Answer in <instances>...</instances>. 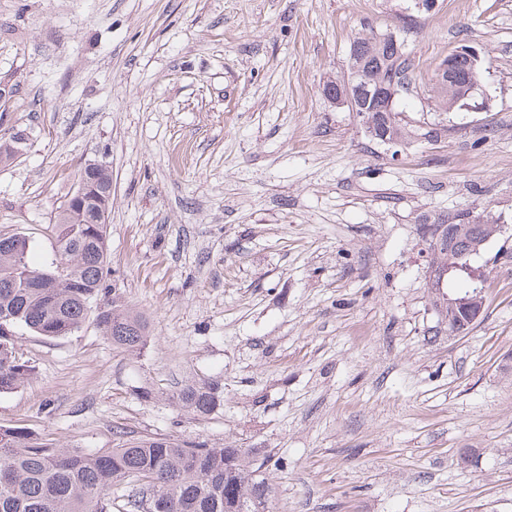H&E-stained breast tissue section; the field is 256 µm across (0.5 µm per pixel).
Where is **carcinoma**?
<instances>
[{"label": "carcinoma", "instance_id": "obj_1", "mask_svg": "<svg viewBox=\"0 0 512 512\" xmlns=\"http://www.w3.org/2000/svg\"><path fill=\"white\" fill-rule=\"evenodd\" d=\"M348 73L355 80H379L392 89L394 100L412 85L411 63L403 41L392 32L372 31L357 37L349 52ZM433 98L446 110L462 103L434 73ZM377 128L409 141L415 131L399 119L397 105L385 110L367 105ZM20 134L0 133V164L14 161L21 151ZM88 192L70 197L49 226L55 259L46 268L28 260L30 242L18 234L0 233V394L27 381L34 367L21 360L14 328L24 326L47 336H66L85 322L91 303L95 321L113 344L135 352L145 345L142 317L109 297L107 225L100 212L112 208V174L105 164L85 173ZM487 217L473 225L481 240L496 232ZM475 256L463 244L439 250L430 265L448 267L444 287L465 297L479 287L464 270ZM179 402L198 415L210 414L219 401L206 384L180 390ZM266 459L249 448H209L167 438H138L105 453H80L59 443L44 442L19 427L0 426V512H112V495L126 485L132 512H268L272 485L265 476Z\"/></svg>", "mask_w": 512, "mask_h": 512}]
</instances>
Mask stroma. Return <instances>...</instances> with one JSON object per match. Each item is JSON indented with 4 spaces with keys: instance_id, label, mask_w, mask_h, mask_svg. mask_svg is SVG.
I'll return each mask as SVG.
<instances>
[{
    "instance_id": "1",
    "label": "stroma",
    "mask_w": 512,
    "mask_h": 512,
    "mask_svg": "<svg viewBox=\"0 0 512 512\" xmlns=\"http://www.w3.org/2000/svg\"><path fill=\"white\" fill-rule=\"evenodd\" d=\"M370 29L412 60L403 146L323 95ZM462 46L482 89L447 112L425 84ZM1 87L27 147L0 166V230L49 264L48 224L108 165L106 283L148 338L17 328L35 373L0 425L82 452L250 448L270 512H512V0H0ZM462 214L499 230L452 338L422 224ZM188 383L219 406L182 408Z\"/></svg>"
}]
</instances>
